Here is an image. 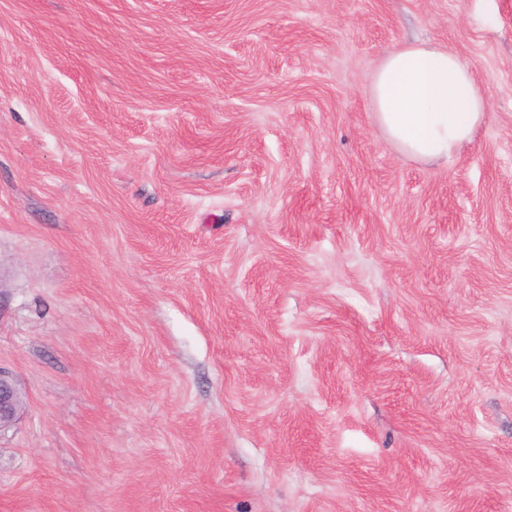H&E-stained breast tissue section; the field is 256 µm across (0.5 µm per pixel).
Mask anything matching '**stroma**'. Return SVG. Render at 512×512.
I'll use <instances>...</instances> for the list:
<instances>
[{"mask_svg": "<svg viewBox=\"0 0 512 512\" xmlns=\"http://www.w3.org/2000/svg\"><path fill=\"white\" fill-rule=\"evenodd\" d=\"M0 369V512H512V0H0ZM376 122L409 158L448 163L473 142L488 105L468 64L433 42L405 43L388 52L371 87ZM19 394L10 376L0 369V428L16 420L22 409Z\"/></svg>", "mask_w": 512, "mask_h": 512, "instance_id": "obj_1", "label": "stroma"}]
</instances>
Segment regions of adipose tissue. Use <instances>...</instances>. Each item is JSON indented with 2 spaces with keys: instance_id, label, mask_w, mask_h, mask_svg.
<instances>
[{
  "instance_id": "obj_1",
  "label": "adipose tissue",
  "mask_w": 512,
  "mask_h": 512,
  "mask_svg": "<svg viewBox=\"0 0 512 512\" xmlns=\"http://www.w3.org/2000/svg\"><path fill=\"white\" fill-rule=\"evenodd\" d=\"M376 122L409 158L444 163L473 142L488 105L468 64L433 42L388 52L371 87Z\"/></svg>"
}]
</instances>
